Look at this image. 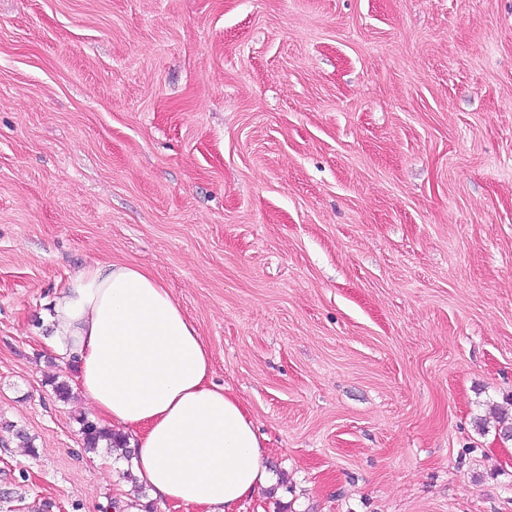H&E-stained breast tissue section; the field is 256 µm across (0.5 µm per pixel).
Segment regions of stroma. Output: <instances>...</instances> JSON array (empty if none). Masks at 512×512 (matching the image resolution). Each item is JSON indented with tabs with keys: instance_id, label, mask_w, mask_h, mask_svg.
<instances>
[{
	"instance_id": "obj_1",
	"label": "stroma",
	"mask_w": 512,
	"mask_h": 512,
	"mask_svg": "<svg viewBox=\"0 0 512 512\" xmlns=\"http://www.w3.org/2000/svg\"><path fill=\"white\" fill-rule=\"evenodd\" d=\"M94 260L265 436L239 512H512V0H0V512H201L50 385ZM77 422L80 425L79 431L82 436L85 451L95 452L99 448L100 442L105 440L109 442V448L107 449L110 450V452L122 450L123 457L128 463L131 462L132 454L131 450H127L128 448H126V441L124 438L116 436L112 432V429L102 427L97 422L84 416L79 417Z\"/></svg>"
}]
</instances>
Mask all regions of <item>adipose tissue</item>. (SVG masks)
Masks as SVG:
<instances>
[{"label":"adipose tissue","mask_w":512,"mask_h":512,"mask_svg":"<svg viewBox=\"0 0 512 512\" xmlns=\"http://www.w3.org/2000/svg\"><path fill=\"white\" fill-rule=\"evenodd\" d=\"M50 324V347L77 358L86 401L103 424L128 433L136 474L155 494L233 512L270 485L251 419L210 383L211 356L163 281L92 261L57 295Z\"/></svg>","instance_id":"adipose-tissue-1"}]
</instances>
